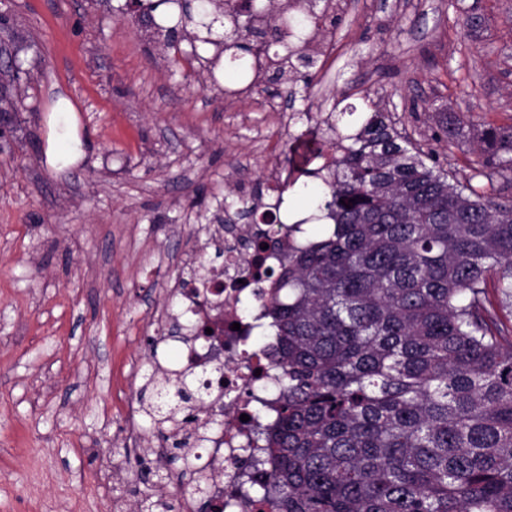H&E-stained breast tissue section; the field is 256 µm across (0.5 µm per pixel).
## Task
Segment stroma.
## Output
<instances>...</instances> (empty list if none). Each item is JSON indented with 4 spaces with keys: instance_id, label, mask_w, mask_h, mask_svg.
I'll return each mask as SVG.
<instances>
[{
    "instance_id": "obj_1",
    "label": "stroma",
    "mask_w": 512,
    "mask_h": 512,
    "mask_svg": "<svg viewBox=\"0 0 512 512\" xmlns=\"http://www.w3.org/2000/svg\"><path fill=\"white\" fill-rule=\"evenodd\" d=\"M335 42L310 101L382 112L434 149L457 180L472 175L484 123L512 125V0H341ZM483 16L465 28V15ZM22 62L0 139V512H110L121 500L190 496L172 476L149 418H133L155 364L161 309L187 277L202 226L283 168L291 135L273 85L225 101L201 64L173 68L126 0H0ZM73 106V153L49 151ZM467 139L438 142L444 113Z\"/></svg>"
}]
</instances>
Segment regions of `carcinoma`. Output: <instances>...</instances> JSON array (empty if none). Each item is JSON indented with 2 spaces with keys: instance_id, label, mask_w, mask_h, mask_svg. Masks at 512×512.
<instances>
[{
  "instance_id": "carcinoma-1",
  "label": "carcinoma",
  "mask_w": 512,
  "mask_h": 512,
  "mask_svg": "<svg viewBox=\"0 0 512 512\" xmlns=\"http://www.w3.org/2000/svg\"><path fill=\"white\" fill-rule=\"evenodd\" d=\"M200 2L130 5L167 47L170 28L193 27L214 82L222 64L250 87L308 97L298 74L318 69L309 35L329 18L325 0H290L263 29L259 0ZM347 114L289 142L294 177L275 213L258 215L259 190L236 209L279 222L285 192L321 182L283 270L265 274L258 318L275 339L280 395L257 426L250 496L258 512H512V126L481 129L475 183L461 186L383 113L354 133ZM464 128L452 115L437 139L456 147ZM143 391L162 440L201 459L172 433L195 422V377L149 376Z\"/></svg>"
}]
</instances>
